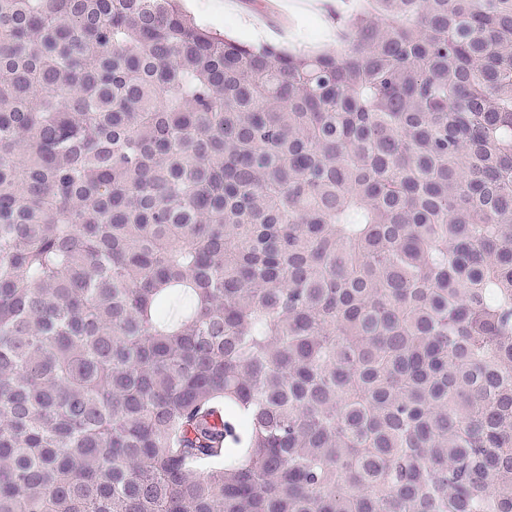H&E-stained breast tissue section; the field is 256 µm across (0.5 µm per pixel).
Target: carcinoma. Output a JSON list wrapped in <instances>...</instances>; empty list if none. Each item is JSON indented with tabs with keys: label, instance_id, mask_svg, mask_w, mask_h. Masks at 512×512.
<instances>
[{
	"label": "carcinoma",
	"instance_id": "obj_1",
	"mask_svg": "<svg viewBox=\"0 0 512 512\" xmlns=\"http://www.w3.org/2000/svg\"><path fill=\"white\" fill-rule=\"evenodd\" d=\"M371 5L0 0V512H512V0ZM184 9L203 26L227 33L237 39L267 43L284 49L307 44L328 54L336 53V4L344 0H320V8L305 13H290L277 4L281 0H213L212 11L224 16H210L209 0H182ZM327 10V11H326ZM255 23L257 25H255ZM259 25V27H258Z\"/></svg>",
	"mask_w": 512,
	"mask_h": 512
}]
</instances>
